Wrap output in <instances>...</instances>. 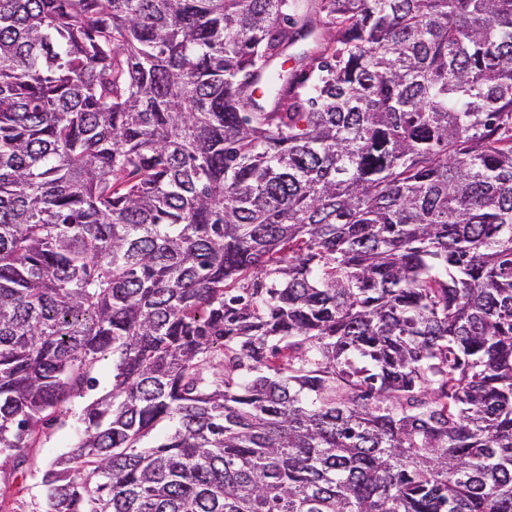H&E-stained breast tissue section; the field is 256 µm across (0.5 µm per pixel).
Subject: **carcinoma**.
<instances>
[{"label":"carcinoma","instance_id":"1","mask_svg":"<svg viewBox=\"0 0 512 512\" xmlns=\"http://www.w3.org/2000/svg\"><path fill=\"white\" fill-rule=\"evenodd\" d=\"M108 352L45 512H512V0H0V471Z\"/></svg>","mask_w":512,"mask_h":512}]
</instances>
